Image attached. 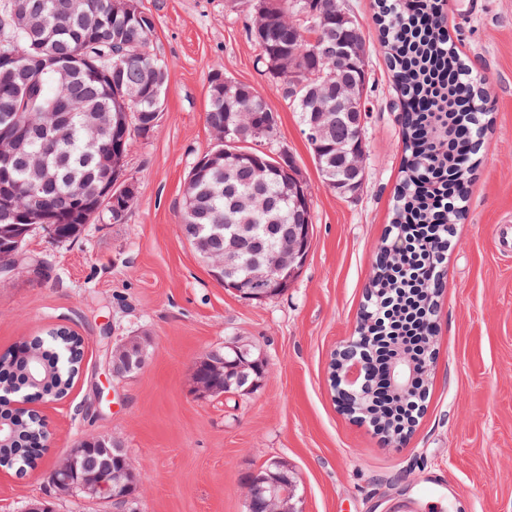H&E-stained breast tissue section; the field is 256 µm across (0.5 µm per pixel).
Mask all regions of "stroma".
<instances>
[{
	"instance_id": "1",
	"label": "stroma",
	"mask_w": 512,
	"mask_h": 512,
	"mask_svg": "<svg viewBox=\"0 0 512 512\" xmlns=\"http://www.w3.org/2000/svg\"><path fill=\"white\" fill-rule=\"evenodd\" d=\"M139 4L155 18L168 82L161 122L134 136L126 158L138 199L122 223L104 218L67 242L35 229L23 252L43 274L0 279V354L56 326L85 338L70 395L40 406L52 442L36 471L0 473V512L36 500L54 512H113L109 500L52 486L56 462L91 436L126 448L141 512H246L241 476L274 462L294 473L301 512H512V257L497 247L512 222V0L443 2L449 36L488 79L492 125L444 263L426 411L400 448L344 415L329 380L333 351L355 333L400 179L398 94L383 54L370 60L365 184L341 198L323 186L295 112L257 65L248 0L232 10L226 0ZM218 69L279 113L262 148L288 151L311 192L307 262L284 294L260 303L214 280L177 228L188 173L216 143L206 109ZM132 335L148 338L147 362L115 379L110 349ZM237 340L260 353L266 376L245 396L197 397L195 362ZM438 474L445 489L428 491Z\"/></svg>"
}]
</instances>
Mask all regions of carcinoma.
<instances>
[{
  "label": "carcinoma",
  "mask_w": 512,
  "mask_h": 512,
  "mask_svg": "<svg viewBox=\"0 0 512 512\" xmlns=\"http://www.w3.org/2000/svg\"><path fill=\"white\" fill-rule=\"evenodd\" d=\"M34 23L25 29L5 25L0 29V42L11 40L24 52L47 51L55 55L59 69L47 74L28 73L20 68L10 75L0 73V123L5 120L22 123H42L48 112H71L72 117L58 132L56 150L47 159V167L58 171L54 192L43 204L57 206L80 191L89 192L99 183L111 166L109 138L102 147L92 150L84 139L85 114L125 112L128 128L143 134L142 127L152 114H163L168 66L151 49L155 31L153 15L133 5V13L113 11L110 0H23ZM253 17L245 27L247 39L258 50L257 65L274 83L276 91L292 111L297 113L301 130H306L313 114L327 112L333 124L327 138L308 142L323 184L341 197L357 193L364 183V169L353 167V157L363 156L366 144L364 124L359 114L368 112L367 102L358 110H350L336 100V84L356 83L368 97L370 54L372 47L344 0H254ZM431 11V3L422 11L406 15L393 3L380 0L377 22L379 47L389 63L393 84L405 98L421 99L425 95V71L434 68L448 74V88L439 96L438 116L432 122L424 113L404 111V161L390 228L375 246L373 277L366 295L361 321L371 322L372 312L404 284L396 281L395 256L391 246L399 244L403 260L414 264L424 259L418 270L423 281L419 288L404 293L406 309L419 313L417 332L421 345L413 353L421 360L430 353L434 333L432 316L439 281H431V267L443 263L448 250L445 238L434 233L437 224L455 220L464 213L457 207L448 215L435 213L430 202L419 192L421 180L434 186L447 183L453 189L451 198L466 203L464 188L472 168L461 171L455 154L444 148L454 142L456 134L468 132L469 122L480 124L477 136L471 139L473 168L480 164L478 147L483 144L488 122L481 80L460 58L455 46L448 41V53L438 50L436 41L427 37L408 50L402 41V31L419 26L423 13ZM87 56L106 57L112 69V81L86 74L80 59ZM206 122L220 134L213 151L224 154L221 166L209 168L207 155L200 156L192 166L190 195L183 197L178 224L181 236L188 241L197 256L205 249L195 243L200 235L211 236L207 247L220 252L228 247L230 238L225 231L213 235V225L254 224L251 238L239 245V261L234 280L242 283L244 293L270 299L281 294L278 280L286 277L272 269V278L264 284L247 281L248 265L253 257H263L270 265L281 248L288 244V234L294 229L306 230V240H312L313 224L311 193L300 179L298 169L288 151L273 158L255 144L275 139L280 116L250 85L215 71L210 78ZM266 166L268 175L263 187H258L253 166ZM13 178L19 184L18 205L27 207L32 199L27 192L34 179L32 172L15 166ZM131 202L123 199L121 186L112 191V201L103 213L118 224L125 217ZM32 341L40 344L37 360L22 350L0 355V392L16 388L31 398L46 400L67 396L78 377V365L61 367L55 353L62 344L52 331L39 333ZM217 394H244L236 372L224 371V377L213 381ZM336 383V402L353 418L360 417L387 423L385 435L391 438L408 434L415 426L418 410L413 409L401 421L390 413L392 405L379 399L349 409L355 401ZM0 412L11 421L13 437L0 446V467L21 469L40 456L36 446L43 441L41 426L28 414L7 406ZM121 444L110 440H84L70 452L78 470H93L103 476L112 474V455Z\"/></svg>",
  "instance_id": "carcinoma-1"
}]
</instances>
